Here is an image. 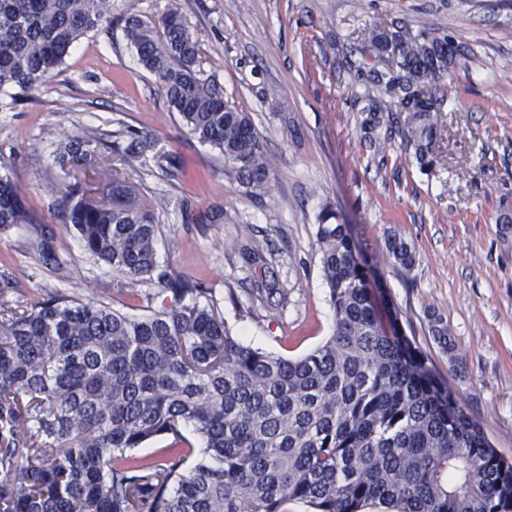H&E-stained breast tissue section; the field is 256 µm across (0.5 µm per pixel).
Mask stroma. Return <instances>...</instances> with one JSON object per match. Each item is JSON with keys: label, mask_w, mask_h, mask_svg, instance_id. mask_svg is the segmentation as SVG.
Wrapping results in <instances>:
<instances>
[{"label": "stroma", "mask_w": 512, "mask_h": 512, "mask_svg": "<svg viewBox=\"0 0 512 512\" xmlns=\"http://www.w3.org/2000/svg\"><path fill=\"white\" fill-rule=\"evenodd\" d=\"M200 39V68L247 113L274 161L270 190L242 194L218 150L200 143L143 70L121 19L152 18L167 0H112L34 101L0 111V155L25 187L37 224L0 229V297L30 301L61 291L146 315L121 274L82 250L55 216L53 143L89 130L142 129L158 155L137 165L161 214L160 262L202 283L233 336L298 358L331 333L333 314L315 243L322 208L351 225L371 263L370 287L395 309L405 335L486 435L512 458V0H178ZM408 25L468 48L448 75L442 138L431 167L393 137L365 139L363 97L374 68L358 40L365 23ZM183 163L169 179L161 156ZM223 211L218 224L183 220ZM412 242L404 275L385 258L389 233ZM48 241L60 264L45 262ZM260 252L252 262L250 252ZM275 281V290L265 282ZM448 321L443 351L429 310Z\"/></svg>", "instance_id": "35a3bbf8"}]
</instances>
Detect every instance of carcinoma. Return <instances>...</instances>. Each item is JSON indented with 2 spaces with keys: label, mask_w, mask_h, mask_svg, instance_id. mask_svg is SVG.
<instances>
[{
  "label": "carcinoma",
  "mask_w": 512,
  "mask_h": 512,
  "mask_svg": "<svg viewBox=\"0 0 512 512\" xmlns=\"http://www.w3.org/2000/svg\"><path fill=\"white\" fill-rule=\"evenodd\" d=\"M111 0H0V110H12L109 17ZM139 63L189 131L217 148L247 195L271 186L273 166L249 115L203 77L199 41L169 0L154 20L124 19ZM359 39L387 71L373 82L401 96V134L431 163L440 134L432 86L448 77V37L408 26H364ZM104 161V139L73 136L54 162L58 216L84 251L153 304L130 317L64 294L21 304L0 298V512H512V460L489 442L404 334L383 323L352 225L319 215L316 242L334 328L312 352L287 359L231 336L207 290L160 264L165 202L146 198L130 171L156 147L126 130ZM0 155V228L39 224ZM386 258L409 274L414 246L398 234ZM157 285L144 291L142 285ZM434 341L452 346L444 315ZM205 457L183 469L193 445ZM170 440L160 459L146 441Z\"/></svg>",
  "instance_id": "cac0c4a2"
}]
</instances>
